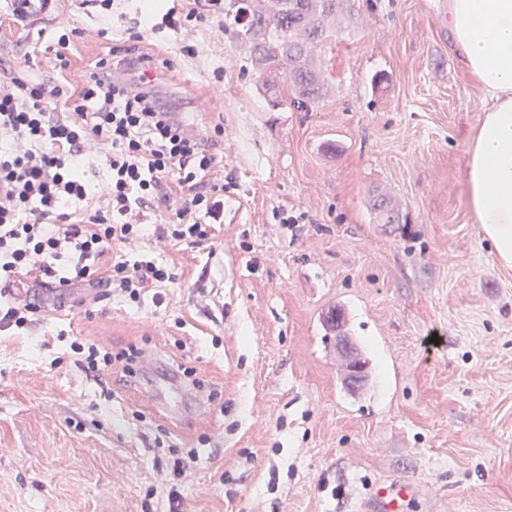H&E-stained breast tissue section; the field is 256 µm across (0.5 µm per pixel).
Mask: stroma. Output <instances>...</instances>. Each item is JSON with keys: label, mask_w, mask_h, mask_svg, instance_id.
<instances>
[{"label": "stroma", "mask_w": 512, "mask_h": 512, "mask_svg": "<svg viewBox=\"0 0 512 512\" xmlns=\"http://www.w3.org/2000/svg\"><path fill=\"white\" fill-rule=\"evenodd\" d=\"M143 2L0 0V58L35 75L61 77L44 46L63 29L75 71L108 45L151 56L226 203L207 239L163 249L177 279L162 304L115 296L0 332V512H166L179 457L184 512H386L373 490L392 483L413 488L401 512H512V270L467 207L481 93L436 20L443 0H355L315 56L329 89L306 112L269 103L218 31L219 0H177V28ZM380 193L401 223L379 222ZM340 335L366 385L345 381ZM77 336L158 359L118 389L85 373ZM176 367L211 396L183 422L141 399L188 405Z\"/></svg>", "instance_id": "35a3bbf8"}]
</instances>
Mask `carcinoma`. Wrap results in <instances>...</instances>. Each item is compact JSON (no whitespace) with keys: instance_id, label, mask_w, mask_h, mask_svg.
I'll return each mask as SVG.
<instances>
[{"instance_id":"obj_1","label":"carcinoma","mask_w":512,"mask_h":512,"mask_svg":"<svg viewBox=\"0 0 512 512\" xmlns=\"http://www.w3.org/2000/svg\"><path fill=\"white\" fill-rule=\"evenodd\" d=\"M354 0H224V31L244 45L261 87L273 104L282 97L279 68H285L291 103L309 108L323 97L325 81L314 61L318 45L351 16ZM383 224L400 223L383 195L372 203Z\"/></svg>"}]
</instances>
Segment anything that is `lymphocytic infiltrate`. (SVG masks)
<instances>
[{
  "instance_id": "lymphocytic-infiltrate-1",
  "label": "lymphocytic infiltrate",
  "mask_w": 512,
  "mask_h": 512,
  "mask_svg": "<svg viewBox=\"0 0 512 512\" xmlns=\"http://www.w3.org/2000/svg\"><path fill=\"white\" fill-rule=\"evenodd\" d=\"M146 56L123 59L137 82L115 77L111 55L74 79H38L27 66L0 72V330L21 333L43 317V293L92 290L141 303L173 283L153 254L115 258L146 234L143 207L178 199L161 242L197 243L224 206L201 183L217 163L203 138L162 107ZM109 168L106 203L93 206L87 156Z\"/></svg>"
}]
</instances>
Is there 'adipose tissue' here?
Instances as JSON below:
<instances>
[{
  "instance_id": "obj_1",
  "label": "adipose tissue",
  "mask_w": 512,
  "mask_h": 512,
  "mask_svg": "<svg viewBox=\"0 0 512 512\" xmlns=\"http://www.w3.org/2000/svg\"><path fill=\"white\" fill-rule=\"evenodd\" d=\"M463 66L483 95L465 155L468 206L499 264L512 269V0H448Z\"/></svg>"
}]
</instances>
